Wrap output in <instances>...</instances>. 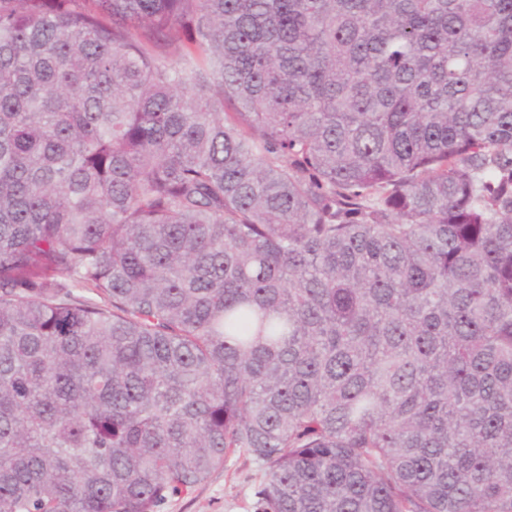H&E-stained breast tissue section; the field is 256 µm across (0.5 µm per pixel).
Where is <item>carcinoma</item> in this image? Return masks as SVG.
Returning a JSON list of instances; mask_svg holds the SVG:
<instances>
[{"mask_svg":"<svg viewBox=\"0 0 512 512\" xmlns=\"http://www.w3.org/2000/svg\"><path fill=\"white\" fill-rule=\"evenodd\" d=\"M512 512V0H0V512ZM263 476L261 464L237 453L190 494L167 499L157 512H258L255 492Z\"/></svg>","mask_w":512,"mask_h":512,"instance_id":"1","label":"carcinoma"}]
</instances>
